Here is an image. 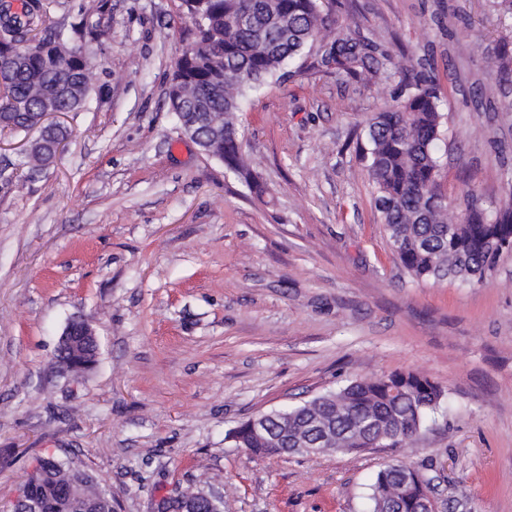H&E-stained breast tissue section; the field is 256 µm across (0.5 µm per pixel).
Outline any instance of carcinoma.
<instances>
[{"instance_id": "carcinoma-1", "label": "carcinoma", "mask_w": 512, "mask_h": 512, "mask_svg": "<svg viewBox=\"0 0 512 512\" xmlns=\"http://www.w3.org/2000/svg\"><path fill=\"white\" fill-rule=\"evenodd\" d=\"M55 0H21V7L6 12L0 7V123L26 132L45 112H80L90 89L82 79L87 58L74 37L98 40L105 32L81 19L70 30L46 25ZM204 14L195 25L200 46L197 60L182 76L183 105L166 96V105L182 127L188 120L208 116L219 122L224 139L206 141L208 156L224 163L259 196L265 188L245 167L235 142V112L240 101L273 77L288 75L286 67L315 55L350 77L366 58L365 44L321 9V0H204L196 6ZM443 113L432 87L416 86L403 101L388 106L367 123L368 172L376 185L375 203L395 255L406 272L418 281L448 279L480 283L501 251L512 248V200L495 220L471 199L466 212L454 210L440 190L436 145ZM64 126L48 132L31 147L29 162L43 166L54 144L70 137ZM444 397L441 386L415 371L356 380L301 405L276 411L267 418L279 437L275 445L249 435L242 424L229 432L241 448L253 455H281L299 436L323 451L361 452L369 448H403L416 441L426 419ZM336 431V437L318 442L309 422ZM387 463L369 487V512L398 495L399 483ZM413 500L431 489L432 478L414 468L409 472ZM41 512H73L60 496L70 481V466L59 463L38 476Z\"/></svg>"}]
</instances>
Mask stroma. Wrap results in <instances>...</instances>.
Instances as JSON below:
<instances>
[{"instance_id":"stroma-1","label":"stroma","mask_w":512,"mask_h":512,"mask_svg":"<svg viewBox=\"0 0 512 512\" xmlns=\"http://www.w3.org/2000/svg\"><path fill=\"white\" fill-rule=\"evenodd\" d=\"M57 0L50 25L106 34L74 135L31 168L0 133V512L38 460L93 474L117 512L186 490L223 512H367L383 465L436 478L439 503L512 512V251L482 283L418 282L395 261L357 148L367 117L424 79L444 115L438 182L495 215L512 199V46L501 0H323L360 20L375 62L323 64L241 102L252 193L178 132L165 94L193 39L182 0ZM408 58L406 77L393 60ZM99 356L63 374L69 319ZM417 371L444 398L415 449L259 458L229 439L250 418L351 381Z\"/></svg>"}]
</instances>
